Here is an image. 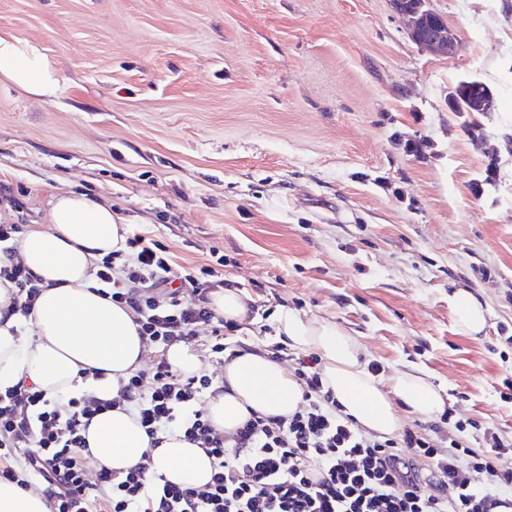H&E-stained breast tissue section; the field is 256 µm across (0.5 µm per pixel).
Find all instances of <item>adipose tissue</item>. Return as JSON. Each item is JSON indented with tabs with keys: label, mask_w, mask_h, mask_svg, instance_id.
Instances as JSON below:
<instances>
[{
	"label": "adipose tissue",
	"mask_w": 512,
	"mask_h": 512,
	"mask_svg": "<svg viewBox=\"0 0 512 512\" xmlns=\"http://www.w3.org/2000/svg\"><path fill=\"white\" fill-rule=\"evenodd\" d=\"M0 77L47 102L59 90L57 71L41 49L14 36L0 35ZM128 233L125 218L108 203L71 191L53 197L48 227L24 236L17 251L43 287L27 325L12 313L13 285L0 282V388L24 377L50 397L82 391L115 400V407L96 415L85 430L84 456L97 468L120 472L147 451L152 473L201 486L212 472L204 449L176 434L152 443L132 403L118 399L128 377L144 368L148 346L132 311L90 285L98 260L124 249ZM448 307L462 334L484 330L488 310L474 293L456 290ZM277 331L293 347L319 355L325 387L366 433L389 437L401 427V412L433 417L444 408L439 391L417 370L398 372L391 388H383L364 368L360 343L335 323L285 311ZM301 398L296 377L279 362L245 352L225 364L206 407L217 430L232 432L254 412L288 416Z\"/></svg>",
	"instance_id": "ef3b65f1"
}]
</instances>
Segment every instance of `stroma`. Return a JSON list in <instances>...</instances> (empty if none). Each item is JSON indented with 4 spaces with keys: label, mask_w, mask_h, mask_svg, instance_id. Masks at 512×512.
<instances>
[{
    "label": "stroma",
    "mask_w": 512,
    "mask_h": 512,
    "mask_svg": "<svg viewBox=\"0 0 512 512\" xmlns=\"http://www.w3.org/2000/svg\"><path fill=\"white\" fill-rule=\"evenodd\" d=\"M428 7L453 54L390 0H0V35L60 80L45 103L0 79V223L46 226L62 190L108 202L174 267L224 253L239 342L277 341L284 310L335 322L382 384L426 372L465 445L512 439V0ZM467 79L493 111L454 110ZM391 1L398 12L410 18V34L417 44L452 54L455 35L439 15L425 8L426 0H417L411 4L407 0ZM448 307L458 330L467 336H477L485 328L488 310L474 293L459 288L448 295Z\"/></svg>",
    "instance_id": "obj_1"
}]
</instances>
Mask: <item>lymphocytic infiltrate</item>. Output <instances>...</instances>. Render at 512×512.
<instances>
[{
    "mask_svg": "<svg viewBox=\"0 0 512 512\" xmlns=\"http://www.w3.org/2000/svg\"><path fill=\"white\" fill-rule=\"evenodd\" d=\"M21 231L0 224V252L8 255L0 280L15 286L13 312L26 317L42 288L9 252ZM126 246L98 262L94 288L129 308L139 335L161 353L120 395L134 403L149 436L176 432L205 448L210 481L171 484L150 475L147 459L124 472L89 470L82 432L109 401L90 393L49 398L23 380L0 390V481L25 489L39 483L51 512H494L512 499V468L499 464L512 443L497 432H484L478 450L459 440L460 423L445 443L412 429L397 440L366 437L325 389L319 357L291 351L284 340L265 350L289 363L300 382L296 411L255 413L233 433L218 431L200 406L213 374L178 373L164 351L182 344L222 364L244 351L226 342L240 323L210 305V291L224 285V258L179 274L162 243L135 234ZM202 326L209 336H199Z\"/></svg>",
    "mask_w": 512,
    "mask_h": 512,
    "instance_id": "lymphocytic-infiltrate-1",
    "label": "lymphocytic infiltrate"
}]
</instances>
